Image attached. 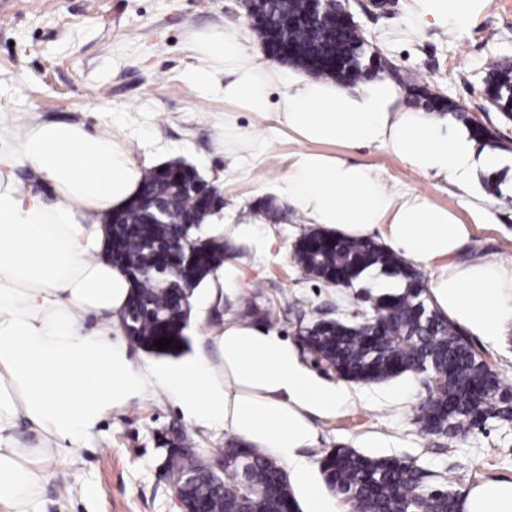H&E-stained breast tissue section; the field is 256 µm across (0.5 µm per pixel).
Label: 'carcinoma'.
Returning a JSON list of instances; mask_svg holds the SVG:
<instances>
[{
	"label": "carcinoma",
	"mask_w": 512,
	"mask_h": 512,
	"mask_svg": "<svg viewBox=\"0 0 512 512\" xmlns=\"http://www.w3.org/2000/svg\"><path fill=\"white\" fill-rule=\"evenodd\" d=\"M308 12V0H263L252 30L281 62L320 78L358 82L379 69L378 59L365 58L364 43L354 27H335L326 18L311 19L288 32L285 45L294 56L277 48L290 15ZM486 93L492 106L512 112V66L491 68ZM415 101L430 112L456 111L423 90ZM141 193L152 203L133 199L114 213L112 264L132 280L134 289L122 316L130 342L151 354L178 356L188 346L186 319L173 317L198 288L224 265V241L198 231L204 219L223 204L220 192L192 166L144 175ZM188 229L193 254L188 257L166 248L167 227L156 223L159 211ZM296 261L319 280L353 283L369 273L399 281L396 291L365 290L369 313L349 325L315 314L299 331L303 351L318 359L340 378L355 383L381 382L406 372H419L436 380L429 398L420 406L418 423L424 432L454 438L457 422L474 429L486 421L512 420V389L483 354L448 319L431 309L421 275L396 253L377 241L340 237L324 229H311L296 243ZM173 339L170 349L158 351L153 342ZM182 348H177L176 343ZM162 469L165 477L196 461L198 476L191 498L206 512H299L287 474L277 460L238 441L224 448V477L215 480L206 458L191 451L193 440L179 430L168 441ZM328 488L352 503L357 512H458L455 491L399 457H370L353 448H335L321 462Z\"/></svg>",
	"instance_id": "obj_1"
}]
</instances>
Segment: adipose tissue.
Returning a JSON list of instances; mask_svg holds the SVG:
<instances>
[{"label":"adipose tissue","mask_w":512,"mask_h":512,"mask_svg":"<svg viewBox=\"0 0 512 512\" xmlns=\"http://www.w3.org/2000/svg\"><path fill=\"white\" fill-rule=\"evenodd\" d=\"M419 2L414 24L431 20L452 30L483 6ZM193 41L202 62L183 73L189 88L219 90L242 111L275 116L299 143L279 190L307 223L349 238L380 234L391 251L429 271L434 309L484 342L502 336L512 324V268L464 259L471 224L424 195L393 190L371 166L332 148H383L410 170L462 189L476 168L498 166V155L479 151L447 116L409 104L389 77L351 86L287 75L230 25L194 33ZM282 83L285 93L273 100ZM22 160L51 195L20 188L15 170ZM142 179L123 139L80 123L30 125L14 147L0 151V512H41L45 462L67 469L71 449L112 411L158 391L191 425L224 429L273 453L313 512H331L302 450L316 439L314 418L336 415L352 385L322 380L287 339L234 318L214 338L221 366L203 356L171 366L129 357L121 316L133 283L104 255V219L138 196ZM22 419L41 447H14ZM460 508L512 512V482L478 484Z\"/></svg>","instance_id":"adipose-tissue-1"}]
</instances>
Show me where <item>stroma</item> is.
I'll list each match as a JSON object with an SVG mask.
<instances>
[{
  "mask_svg": "<svg viewBox=\"0 0 512 512\" xmlns=\"http://www.w3.org/2000/svg\"><path fill=\"white\" fill-rule=\"evenodd\" d=\"M0 10V141L11 143L36 122L74 121L126 139L138 164L151 169L182 159L214 184L223 212L262 223L269 250L225 238L224 270L194 292L186 355L216 357L212 337L227 314L244 318L246 307H271L270 329L295 341L313 311L347 318L364 303L360 286L333 287L305 273L294 246L308 229L281 197L277 184L297 145L274 118L239 113L261 150L248 170L230 174L224 151L221 94L202 96L182 82L199 59L191 35L235 25L257 41L239 0H7ZM415 0H388L384 11L353 8L370 52L396 69L401 89L416 85L441 93L467 117L496 131L503 142L496 171L478 170L471 199L488 209L491 223L476 224L462 193L447 182L406 169L387 150L336 154L379 170L396 190L414 191L455 210L472 227L469 254L512 267V114L492 108L484 80L492 64L512 63V0H486L459 31L435 23L413 26ZM496 176L499 194L485 187ZM423 377L406 373L355 390L335 416L315 418L317 439L306 456L321 462L335 448L371 456H398L450 481L459 495L482 482H512V421L491 419L448 440L422 431L418 409L426 399ZM186 430L203 456L230 441L221 429L188 424L161 393L113 412L98 433L73 454L74 466L50 476L45 512H176L161 464L160 436Z\"/></svg>",
  "mask_w": 512,
  "mask_h": 512,
  "instance_id": "1",
  "label": "stroma"
}]
</instances>
